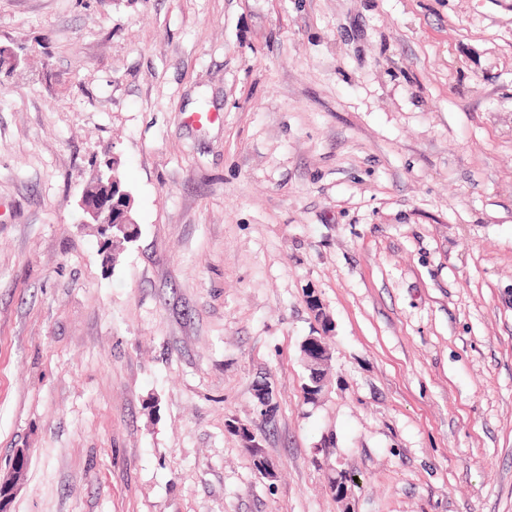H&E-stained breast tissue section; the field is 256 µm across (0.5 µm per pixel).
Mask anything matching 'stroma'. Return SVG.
Masks as SVG:
<instances>
[{
	"label": "stroma",
	"mask_w": 512,
	"mask_h": 512,
	"mask_svg": "<svg viewBox=\"0 0 512 512\" xmlns=\"http://www.w3.org/2000/svg\"><path fill=\"white\" fill-rule=\"evenodd\" d=\"M1 47L9 512H512V0H0ZM97 177L95 178L96 186L99 189H102L104 193H100L98 195H90L86 190H83L80 201L79 208L83 214L82 223L85 224H102L105 230L112 231V240L119 238L117 233H115L114 228L123 236H132L133 229L131 228L132 224H135L131 219L129 211L132 206V197L124 192L125 199L124 205L121 210V217L118 222H112V205L109 204L108 194L112 189L113 185L116 184L115 176L105 175L103 172H97ZM29 449L19 448L16 450L13 466L9 474L3 478L0 475V511L9 512L8 505L17 492L21 479L28 467Z\"/></svg>",
	"instance_id": "35a3bbf8"
}]
</instances>
